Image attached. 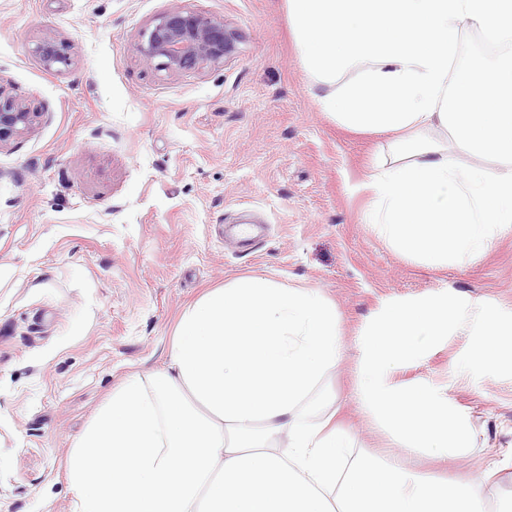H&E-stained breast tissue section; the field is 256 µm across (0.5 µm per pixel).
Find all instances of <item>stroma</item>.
I'll list each match as a JSON object with an SVG mask.
<instances>
[{"label": "stroma", "instance_id": "stroma-1", "mask_svg": "<svg viewBox=\"0 0 512 512\" xmlns=\"http://www.w3.org/2000/svg\"><path fill=\"white\" fill-rule=\"evenodd\" d=\"M223 18L239 35L224 64L176 75L136 45L161 15ZM72 63L45 69V35ZM0 79L38 113L0 150V512H74L73 444L113 392L162 371L184 309L262 276L334 305L342 352L324 382L357 451L399 448L360 403L362 336L391 301L440 292L512 312V232L490 250L433 264L363 221L366 183L391 144L317 103L286 0H0ZM468 330L391 367L470 416L469 454L406 468L437 477L503 470L488 512H512V379L456 364Z\"/></svg>", "mask_w": 512, "mask_h": 512}]
</instances>
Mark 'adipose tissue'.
Segmentation results:
<instances>
[{
  "mask_svg": "<svg viewBox=\"0 0 512 512\" xmlns=\"http://www.w3.org/2000/svg\"><path fill=\"white\" fill-rule=\"evenodd\" d=\"M318 103L345 126L393 138L370 177L365 221L406 253L437 261L479 254L512 231V54L458 60L473 27L512 44V0H286ZM359 75L344 83L348 66ZM452 133L477 164L458 167L435 132Z\"/></svg>",
  "mask_w": 512,
  "mask_h": 512,
  "instance_id": "1",
  "label": "adipose tissue"
}]
</instances>
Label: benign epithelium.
<instances>
[{
	"instance_id": "obj_1",
	"label": "benign epithelium",
	"mask_w": 512,
	"mask_h": 512,
	"mask_svg": "<svg viewBox=\"0 0 512 512\" xmlns=\"http://www.w3.org/2000/svg\"><path fill=\"white\" fill-rule=\"evenodd\" d=\"M237 40L235 30L222 18L174 10L142 33L137 51L146 64L180 74L224 63L235 52ZM70 49L69 43L47 35L36 45L35 53L52 70L71 64ZM34 118L30 106L7 93L0 80V150L29 132Z\"/></svg>"
}]
</instances>
